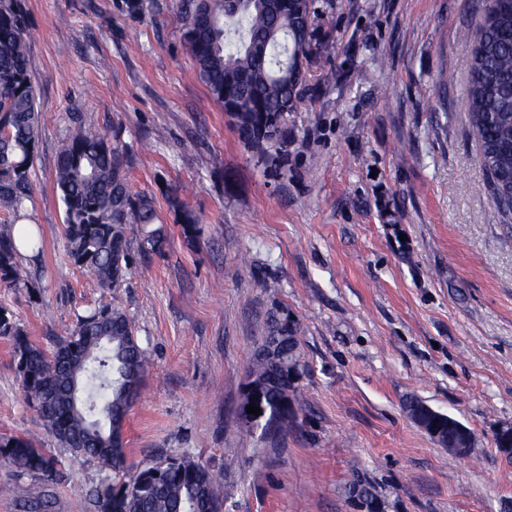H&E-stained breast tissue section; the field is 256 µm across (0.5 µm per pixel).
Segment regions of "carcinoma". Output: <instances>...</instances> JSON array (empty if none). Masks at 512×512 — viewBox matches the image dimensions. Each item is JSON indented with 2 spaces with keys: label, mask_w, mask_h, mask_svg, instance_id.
Masks as SVG:
<instances>
[{
  "label": "carcinoma",
  "mask_w": 512,
  "mask_h": 512,
  "mask_svg": "<svg viewBox=\"0 0 512 512\" xmlns=\"http://www.w3.org/2000/svg\"><path fill=\"white\" fill-rule=\"evenodd\" d=\"M181 39L211 97L233 118L238 138L262 154L288 142V116L299 108L309 67L326 49L317 33L314 0H179ZM29 15L26 0H0V282H20L22 252L40 253L38 235L16 229L32 198L31 169L41 114L29 77ZM471 43L468 116L478 142L479 164L495 210L512 221V0H484ZM54 184L65 208V235L73 263L91 272L103 288H118L131 266L127 227H150L145 242L163 250L166 233L156 223L152 198L132 193L128 157L118 134L75 118L57 150ZM182 234L192 241L198 218L176 200ZM0 336L12 341L25 398L57 442L76 456L96 460L113 478L90 491L94 512H223L224 495L214 472L193 456L173 455L161 470L145 464L128 475L124 424L139 395L149 363L147 349L118 307L103 304L77 319L51 351L32 342L8 310L0 307ZM307 364L297 328L273 318L250 360L241 405L254 389L264 395L266 425L242 418V427L264 438L288 430L297 381ZM0 463L46 486L63 478L53 457L26 437H0ZM348 498L379 492L356 471Z\"/></svg>",
  "instance_id": "carcinoma-1"
}]
</instances>
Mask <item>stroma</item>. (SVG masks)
Here are the masks:
<instances>
[{"label":"stroma","mask_w":512,"mask_h":512,"mask_svg":"<svg viewBox=\"0 0 512 512\" xmlns=\"http://www.w3.org/2000/svg\"><path fill=\"white\" fill-rule=\"evenodd\" d=\"M30 79L44 115L27 221L40 259L0 283L29 338L52 350L78 314L117 302L151 362L125 423L129 459L189 453L222 479L224 512H352L363 470L387 512H512V226L479 167L465 88L481 0H319L329 49L261 165L180 39L177 0H26ZM333 80H325L326 72ZM117 132L133 192L168 230L162 253L127 231L131 271L99 288L68 256L53 178L74 116ZM199 217L184 238L172 197ZM298 328L307 370L285 434L238 422L249 358L270 317ZM418 399L469 427L459 460L405 414ZM64 473L49 512H92L111 473L61 448L23 396L0 337V436ZM41 481L0 466V512H36Z\"/></svg>","instance_id":"obj_1"}]
</instances>
